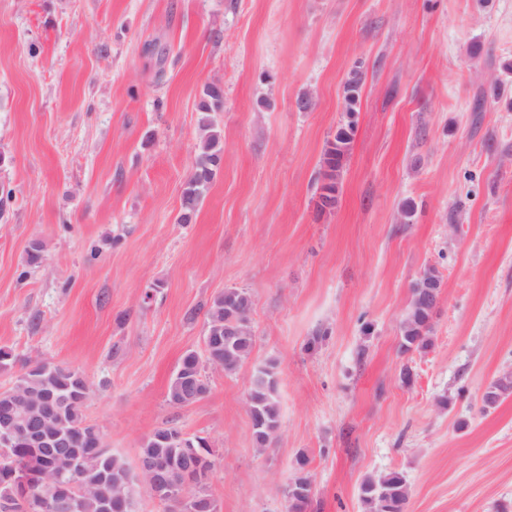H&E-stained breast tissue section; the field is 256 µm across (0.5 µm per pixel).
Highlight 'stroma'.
Returning <instances> with one entry per match:
<instances>
[{"label":"stroma","instance_id":"stroma-1","mask_svg":"<svg viewBox=\"0 0 512 512\" xmlns=\"http://www.w3.org/2000/svg\"><path fill=\"white\" fill-rule=\"evenodd\" d=\"M211 83L224 155L183 224ZM0 186V345L81 369L86 419L129 468L172 424L209 437L217 512H286L302 455L309 512H366L362 482L389 471L407 512H512V395L482 401L512 375V0H0ZM430 267L432 345L403 355ZM227 288L251 297L253 349L171 406L182 355L204 349L196 310ZM271 360L280 428L262 450L245 395ZM355 132L354 120L340 126L336 130L333 139L329 141L323 153L320 168V186L319 197L324 206L333 208L337 202L339 192L340 178L343 169V163L350 150Z\"/></svg>","mask_w":512,"mask_h":512}]
</instances>
